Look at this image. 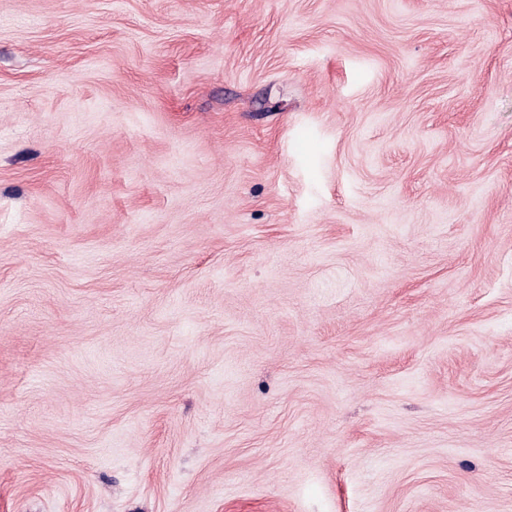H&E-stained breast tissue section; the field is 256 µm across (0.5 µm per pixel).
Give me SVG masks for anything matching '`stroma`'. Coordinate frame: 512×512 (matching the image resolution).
<instances>
[{
	"instance_id": "35a3bbf8",
	"label": "stroma",
	"mask_w": 512,
	"mask_h": 512,
	"mask_svg": "<svg viewBox=\"0 0 512 512\" xmlns=\"http://www.w3.org/2000/svg\"><path fill=\"white\" fill-rule=\"evenodd\" d=\"M0 512H512V0H0Z\"/></svg>"
}]
</instances>
